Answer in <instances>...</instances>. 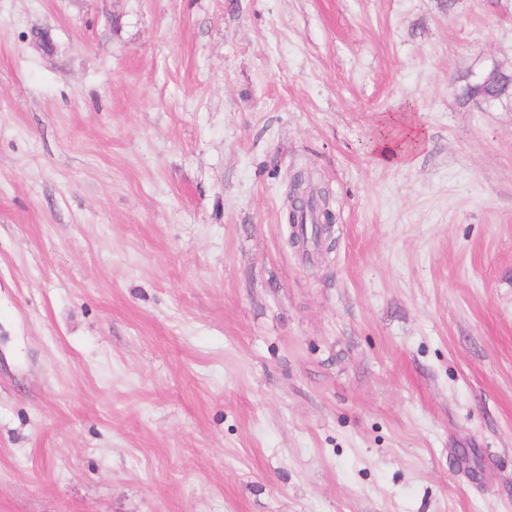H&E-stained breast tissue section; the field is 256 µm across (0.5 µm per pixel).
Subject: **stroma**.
Wrapping results in <instances>:
<instances>
[{
    "mask_svg": "<svg viewBox=\"0 0 512 512\" xmlns=\"http://www.w3.org/2000/svg\"><path fill=\"white\" fill-rule=\"evenodd\" d=\"M496 64L512 0H0V512H512ZM511 85L509 86L507 82L497 86V87H486L480 84L477 80L473 83H469L466 85L463 95L468 98H483L485 100H499L503 97L512 96V75L510 78ZM384 126L393 130L392 137L380 138L376 153L387 163L407 164L413 154L427 146L424 129L414 120L410 112H391L385 117ZM326 200V192L323 189L314 187L306 202L296 210L293 216L291 224L294 228L299 225L295 231H291V234L297 235L303 241L308 239L312 244L316 245L319 238L318 225L322 229L330 225L325 222L322 224L318 223L319 212L325 206Z\"/></svg>",
    "mask_w": 512,
    "mask_h": 512,
    "instance_id": "1",
    "label": "stroma"
}]
</instances>
